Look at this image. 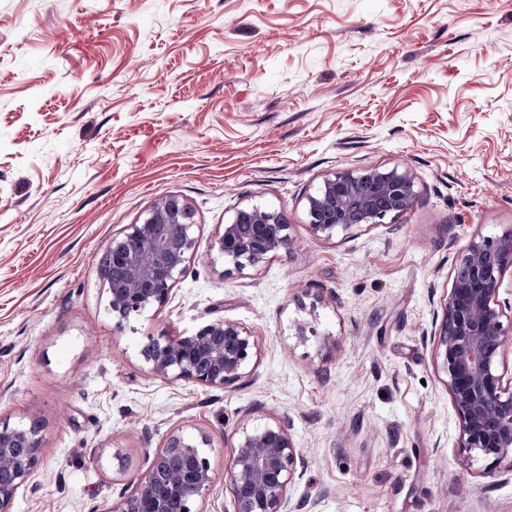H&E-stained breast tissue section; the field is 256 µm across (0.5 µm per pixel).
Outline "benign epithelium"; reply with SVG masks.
Listing matches in <instances>:
<instances>
[{
  "instance_id": "1",
  "label": "benign epithelium",
  "mask_w": 512,
  "mask_h": 512,
  "mask_svg": "<svg viewBox=\"0 0 512 512\" xmlns=\"http://www.w3.org/2000/svg\"><path fill=\"white\" fill-rule=\"evenodd\" d=\"M418 199L406 168L338 172L326 178L307 199L308 223L318 236L331 238L356 223L382 224L412 209ZM192 206L177 195L155 202L143 221L130 224L112 240L107 255L123 271L120 283L104 278L109 308L122 324L148 307L163 305L186 263L196 254L197 228ZM295 245L286 216L272 208L236 209L212 248L234 270L255 269L290 252ZM512 267V235L473 240L458 259L444 303L436 358L446 374L448 394L460 425L465 451L512 457V380L498 363L512 328L504 326L499 290ZM257 354L255 336L236 322L216 320L187 336H151L143 350L150 369L166 378L188 379L209 388H225L246 375ZM176 449L180 461L168 466L165 454ZM230 493L233 512H298L288 487L299 453L285 418L244 428L233 445ZM42 454L36 425L0 427V512H10L18 490L26 485ZM212 483L209 462L194 439L170 435L153 455L147 471L114 512H193L195 500Z\"/></svg>"
}]
</instances>
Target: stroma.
<instances>
[{"label": "stroma", "mask_w": 512, "mask_h": 512, "mask_svg": "<svg viewBox=\"0 0 512 512\" xmlns=\"http://www.w3.org/2000/svg\"><path fill=\"white\" fill-rule=\"evenodd\" d=\"M395 166L412 210L311 231L325 177ZM168 195L198 256L116 323L99 260ZM256 204L295 248L204 261ZM510 232L512 0H0V423L43 447L11 512H113L178 431L206 438L197 512H232L236 434L271 417L301 512H512V459L463 451L436 361L457 259ZM218 319L258 341L246 377L152 373L148 336Z\"/></svg>", "instance_id": "stroma-1"}]
</instances>
